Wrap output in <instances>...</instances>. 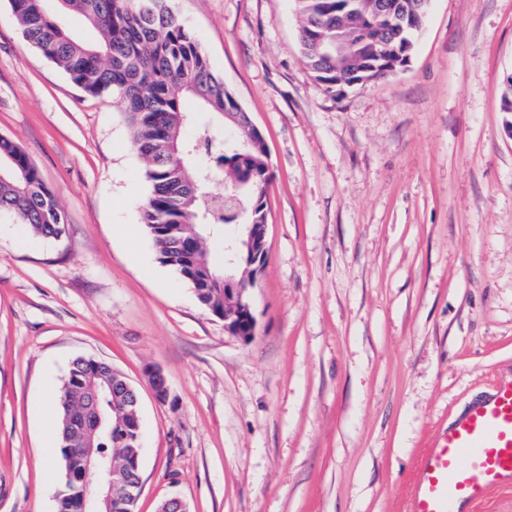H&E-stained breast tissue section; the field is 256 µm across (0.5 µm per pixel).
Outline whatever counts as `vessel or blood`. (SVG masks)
<instances>
[{
    "mask_svg": "<svg viewBox=\"0 0 512 512\" xmlns=\"http://www.w3.org/2000/svg\"><path fill=\"white\" fill-rule=\"evenodd\" d=\"M512 484V375L498 379L425 456L408 512H461Z\"/></svg>",
    "mask_w": 512,
    "mask_h": 512,
    "instance_id": "1",
    "label": "vessel or blood"
}]
</instances>
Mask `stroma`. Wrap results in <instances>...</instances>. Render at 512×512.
<instances>
[{"mask_svg":"<svg viewBox=\"0 0 512 512\" xmlns=\"http://www.w3.org/2000/svg\"><path fill=\"white\" fill-rule=\"evenodd\" d=\"M264 135L267 263L248 341L159 260L125 115L0 0V136L64 211L0 212V512H55L52 414L73 360L139 396L135 512H407L449 422L512 373V0H430L405 68L341 96L294 0H167ZM170 386L158 401L146 374Z\"/></svg>","mask_w":512,"mask_h":512,"instance_id":"35a3bbf8","label":"stroma"}]
</instances>
